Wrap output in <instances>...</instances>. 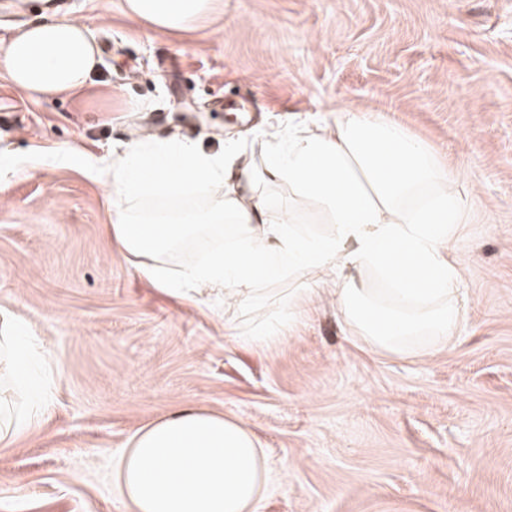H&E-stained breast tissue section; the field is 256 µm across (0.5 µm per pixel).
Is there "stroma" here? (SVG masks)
<instances>
[{
    "mask_svg": "<svg viewBox=\"0 0 512 512\" xmlns=\"http://www.w3.org/2000/svg\"><path fill=\"white\" fill-rule=\"evenodd\" d=\"M67 0L101 62L35 100L0 70V319L35 343L50 396L0 445V512H132L115 479L134 434L180 406L249 429L256 512H512V0H220L194 29ZM374 110L449 163L471 304L452 347L371 351L317 292L274 342L208 296L142 278L108 232L91 168L142 137L261 152L270 132Z\"/></svg>",
    "mask_w": 512,
    "mask_h": 512,
    "instance_id": "1",
    "label": "stroma"
}]
</instances>
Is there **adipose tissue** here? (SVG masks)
<instances>
[{
    "label": "adipose tissue",
    "mask_w": 512,
    "mask_h": 512,
    "mask_svg": "<svg viewBox=\"0 0 512 512\" xmlns=\"http://www.w3.org/2000/svg\"><path fill=\"white\" fill-rule=\"evenodd\" d=\"M214 0H125L131 19L188 30ZM99 62L85 25L42 15L18 29L0 52V69L29 97L82 90ZM115 201L109 231L141 277L175 294L206 288L224 304L252 309L266 286L292 287L275 313L243 327L254 342L279 339L327 277L352 336L372 350L428 353L452 345L468 306L451 251L465 218L447 163L398 124L348 108L334 124L272 133L260 157L240 146L208 153L190 139L135 141L96 169ZM284 183L315 202L330 229L306 231L275 210L269 186ZM188 187L200 206L152 209L157 197ZM211 240L172 269L169 258ZM416 261L400 275L391 252ZM264 450L235 420L181 407L139 429L117 480L134 512H253L265 485Z\"/></svg>",
    "instance_id": "ef3b65f1"
}]
</instances>
